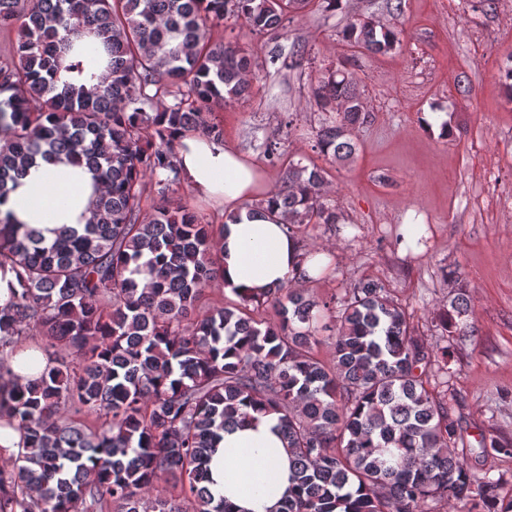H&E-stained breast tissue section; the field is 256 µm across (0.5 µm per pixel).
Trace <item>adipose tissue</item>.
Segmentation results:
<instances>
[{"mask_svg": "<svg viewBox=\"0 0 512 512\" xmlns=\"http://www.w3.org/2000/svg\"><path fill=\"white\" fill-rule=\"evenodd\" d=\"M178 154L182 180L224 217L218 248L224 257V289L244 296L276 288L293 275L300 246L285 221L249 206L268 198L270 173L235 145L186 135ZM102 192L82 164L37 160L17 186L0 197V214L15 224L52 229L89 223ZM276 415L224 431L208 464L214 500L233 512H278L288 492L289 460Z\"/></svg>", "mask_w": 512, "mask_h": 512, "instance_id": "1", "label": "adipose tissue"}]
</instances>
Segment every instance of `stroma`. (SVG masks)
<instances>
[{"label": "stroma", "mask_w": 512, "mask_h": 512, "mask_svg": "<svg viewBox=\"0 0 512 512\" xmlns=\"http://www.w3.org/2000/svg\"><path fill=\"white\" fill-rule=\"evenodd\" d=\"M354 16L400 31L401 46L355 48L342 36ZM214 36L242 40L262 65L250 95L219 114L225 141L261 163L263 143L282 139L289 159L324 169L326 201L344 218L299 235L308 250H331L305 290L325 300L355 280H383L416 333L450 353L452 417L472 470L512 480V457L482 449L492 437L512 444V98L499 79L512 62V0L489 12L477 0H402L397 12L385 0H340L333 11L311 0L284 41L312 61L291 69L265 67L267 37L242 36L234 19ZM341 64L373 119L356 129L353 156L331 162L313 149L327 114L312 89ZM455 271L473 329L446 337L439 316Z\"/></svg>", "instance_id": "35a3bbf8"}]
</instances>
